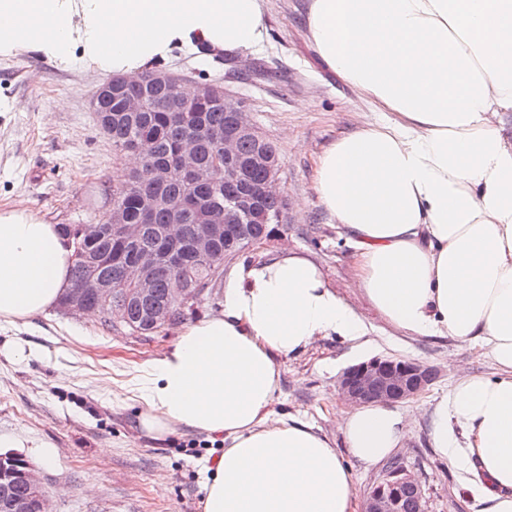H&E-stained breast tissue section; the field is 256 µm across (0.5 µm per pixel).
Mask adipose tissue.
I'll use <instances>...</instances> for the list:
<instances>
[{"label":"adipose tissue","mask_w":512,"mask_h":512,"mask_svg":"<svg viewBox=\"0 0 512 512\" xmlns=\"http://www.w3.org/2000/svg\"><path fill=\"white\" fill-rule=\"evenodd\" d=\"M264 0H0V53L27 46L130 74L202 44L259 46ZM308 44L378 120L320 154L314 190L352 242L355 282L413 336L473 342L495 371L435 402L429 444L478 512H512V0H309ZM72 247L26 209L0 210V320L29 321L71 287ZM359 315L308 257L282 250L224 277L219 314L178 329L128 382L142 430L222 439L202 512H357L354 464L403 445L386 403L340 412L342 447L275 416L281 365L315 340L355 342Z\"/></svg>","instance_id":"1"}]
</instances>
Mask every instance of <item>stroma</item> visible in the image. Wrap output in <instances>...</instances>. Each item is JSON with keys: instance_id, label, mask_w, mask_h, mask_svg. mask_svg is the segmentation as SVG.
<instances>
[{"instance_id": "1", "label": "stroma", "mask_w": 512, "mask_h": 512, "mask_svg": "<svg viewBox=\"0 0 512 512\" xmlns=\"http://www.w3.org/2000/svg\"><path fill=\"white\" fill-rule=\"evenodd\" d=\"M306 12L307 0H266V35L254 50L178 49L149 69L179 74L187 87L221 83L280 148L283 221L272 241L244 250L243 258L262 260L281 249L308 255L369 329L362 348L332 337L284 360L276 412L320 427L338 444V380L346 368L374 357L429 366L433 384L398 404L416 420L395 456L418 475L427 512H476L456 473L430 448L424 409L459 376L491 373L492 362L479 348L445 337L407 336L354 288L353 248L319 204L314 171L330 142L376 114L316 60L305 41ZM103 81L76 56L63 62L21 47L0 54L1 210L25 207L50 224L106 219L114 175L130 164L113 153L90 107ZM175 330L108 331L98 316L57 306L28 324H0V434L15 438L17 454L53 491V512H200L204 465L221 443L183 429L153 438L136 426L125 390L137 367L169 348ZM43 442L55 447V462L45 461Z\"/></svg>"}]
</instances>
